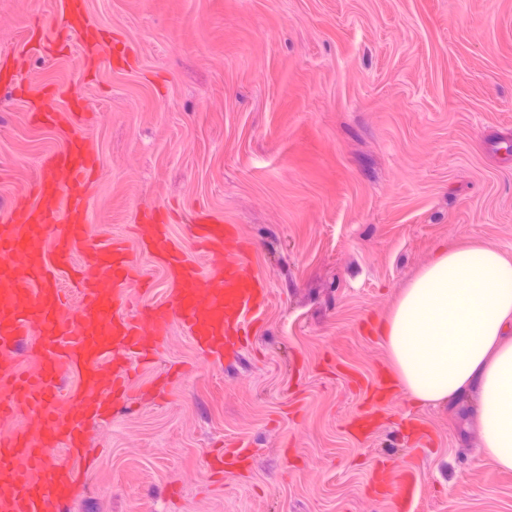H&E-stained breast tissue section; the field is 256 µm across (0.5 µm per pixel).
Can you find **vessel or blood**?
<instances>
[{
	"instance_id": "obj_1",
	"label": "vessel or blood",
	"mask_w": 512,
	"mask_h": 512,
	"mask_svg": "<svg viewBox=\"0 0 512 512\" xmlns=\"http://www.w3.org/2000/svg\"><path fill=\"white\" fill-rule=\"evenodd\" d=\"M56 8L60 37L78 33L91 57L100 26L86 0ZM86 111L85 84L44 95L38 122L66 142L43 159L32 195L0 214V512H70L87 432L127 408L134 364L150 363L176 328L203 358L238 359L269 301L234 225L199 209L177 236L153 208L136 214L133 230L167 287L135 304L143 275L131 252L89 220L100 159ZM248 451L236 443L210 456L207 470L238 466ZM376 480L396 483L397 512H410L412 471L381 470Z\"/></svg>"
}]
</instances>
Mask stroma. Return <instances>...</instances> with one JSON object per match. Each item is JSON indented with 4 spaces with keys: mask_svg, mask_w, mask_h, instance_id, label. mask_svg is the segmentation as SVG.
I'll return each mask as SVG.
<instances>
[{
    "mask_svg": "<svg viewBox=\"0 0 512 512\" xmlns=\"http://www.w3.org/2000/svg\"><path fill=\"white\" fill-rule=\"evenodd\" d=\"M128 49L87 71L78 46L25 52L56 0H0V204L62 136L36 92L85 82L99 147L89 219L205 207L253 245L271 300L238 361L200 362L172 331L93 429L71 512H393L374 467L418 477L416 512H512V472L476 453L468 402L398 398L366 441L353 377L389 366L381 323L439 247L512 254V0H86ZM245 440V472L205 457Z\"/></svg>",
    "mask_w": 512,
    "mask_h": 512,
    "instance_id": "1",
    "label": "stroma"
}]
</instances>
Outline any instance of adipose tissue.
Listing matches in <instances>:
<instances>
[{
	"label": "adipose tissue",
	"instance_id": "ef3b65f1",
	"mask_svg": "<svg viewBox=\"0 0 512 512\" xmlns=\"http://www.w3.org/2000/svg\"><path fill=\"white\" fill-rule=\"evenodd\" d=\"M381 334L400 392L432 406L473 398L479 455L512 471V255L470 240L438 250Z\"/></svg>",
	"mask_w": 512,
	"mask_h": 512
}]
</instances>
